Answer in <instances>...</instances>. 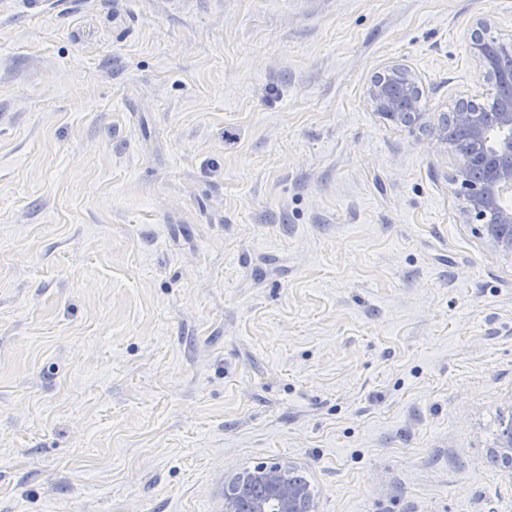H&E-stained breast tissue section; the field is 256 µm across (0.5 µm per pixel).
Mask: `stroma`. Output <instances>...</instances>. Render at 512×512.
<instances>
[{"mask_svg":"<svg viewBox=\"0 0 512 512\" xmlns=\"http://www.w3.org/2000/svg\"><path fill=\"white\" fill-rule=\"evenodd\" d=\"M512 0H0V512H512V254L434 134ZM394 60L426 124L367 103ZM507 415H503L501 431L492 452L499 457L512 461V399H509ZM295 468L258 466L237 474L225 484L224 512H315L310 484L293 478Z\"/></svg>","mask_w":512,"mask_h":512,"instance_id":"obj_1","label":"stroma"}]
</instances>
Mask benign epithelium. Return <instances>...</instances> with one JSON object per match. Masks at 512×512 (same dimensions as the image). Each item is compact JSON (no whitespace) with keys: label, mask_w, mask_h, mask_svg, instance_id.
Segmentation results:
<instances>
[{"label":"benign epithelium","mask_w":512,"mask_h":512,"mask_svg":"<svg viewBox=\"0 0 512 512\" xmlns=\"http://www.w3.org/2000/svg\"><path fill=\"white\" fill-rule=\"evenodd\" d=\"M490 19L481 18L470 33V53L479 76L496 92L498 111L486 114L474 109V101L461 98L453 122L469 134L470 150L460 157L456 180L466 190L463 218L485 224L490 246L512 253V205L503 192L512 191V70H504L489 48L484 32ZM422 89L419 77L408 65L393 62L367 90L370 106L390 119L419 124ZM493 453L512 461V402L503 416ZM295 466H258L237 474L224 488V512H315L310 484L293 478Z\"/></svg>","instance_id":"obj_1"}]
</instances>
